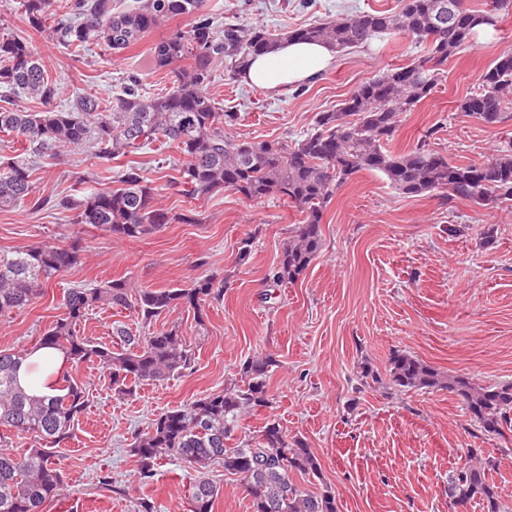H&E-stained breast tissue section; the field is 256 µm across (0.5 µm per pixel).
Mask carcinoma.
<instances>
[{
    "instance_id": "obj_1",
    "label": "carcinoma",
    "mask_w": 512,
    "mask_h": 512,
    "mask_svg": "<svg viewBox=\"0 0 512 512\" xmlns=\"http://www.w3.org/2000/svg\"><path fill=\"white\" fill-rule=\"evenodd\" d=\"M117 0H20L31 26L80 54L97 45L122 52L165 20L183 16L186 27L171 32L149 50V67L171 76L164 92H142L138 65L129 69L121 92L111 98L83 92L64 108L56 106L59 88L50 79L31 41L0 36V133L12 137L19 154L0 167V208L46 199L35 196L30 158L55 163L67 148L94 142L104 162L149 147L168 144L184 157L178 176L159 184L142 168L118 170L117 186L86 189L79 198L55 201L73 211L74 223L87 224L115 238H139L166 224H193L185 213L159 206L163 192L196 198L230 190L256 201L288 198L303 220L288 237L280 260L269 274L273 285L293 283L322 248V220L335 191L362 171L383 173L407 196L436 195L450 202L466 200L488 206L512 200V146L483 163L462 164L431 148L429 131L410 150L389 149L400 116L431 96L439 71L474 38L479 25L498 26L489 10L470 6L458 11L443 35L432 39L448 0H404L396 14L367 11L275 33L234 19L215 29L205 0H140L127 9ZM411 37L428 47L417 61L390 68L360 83L334 112H320L313 132L286 141H251L226 132L236 115L216 106L207 92L215 67L228 62L236 79L250 58L272 52L285 40L321 41L342 53L366 45L376 36ZM480 92L458 104L465 116L485 124L512 117V52L496 57L480 76ZM33 100L43 110L31 112L19 100ZM80 260V249L52 242L20 248L0 256V316L26 309L44 295L45 283ZM224 293V282L201 277L188 288L132 291L121 280L91 288H72L64 298L65 317L56 321L38 346L60 351L77 368L96 362L108 371L112 389L129 396L133 385L161 381L191 368L192 354L179 331L161 328L149 336L116 331L120 347L95 342L78 333L88 311L111 306L134 309L149 325L160 316L186 306L201 311ZM25 353L0 350V512H43L44 503L64 488L56 449L71 439L85 409V388L68 372L54 384L56 394L36 397L18 385L16 372ZM273 357L256 356L241 368L243 384L156 416L147 430L134 435L131 451L138 457V478L149 482L157 462L174 455L195 472L189 512H212L219 494L206 476L211 462L240 475L252 499L253 512H338L331 490L312 494L290 474H315L317 460L299 439H290L280 423L269 420L255 437L228 446L240 420L260 408L272 407L267 377ZM388 388L396 391L446 389L463 402L470 420L486 436L503 435L512 423V382L481 385L465 374L443 375L402 351L388 361ZM31 436L37 447L19 452L11 436ZM488 464L479 460L457 469L448 479V499L458 505L479 500L485 512H509L490 484Z\"/></svg>"
}]
</instances>
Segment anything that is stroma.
Instances as JSON below:
<instances>
[{
	"label": "stroma",
	"mask_w": 512,
	"mask_h": 512,
	"mask_svg": "<svg viewBox=\"0 0 512 512\" xmlns=\"http://www.w3.org/2000/svg\"><path fill=\"white\" fill-rule=\"evenodd\" d=\"M403 0H207L215 26L233 18L271 30L296 28L362 11L398 12ZM166 20L133 51L111 55L93 49L77 56L31 33L15 5H0V35H32L33 44L60 87V101L75 92L109 97L120 91L130 55H145L170 30ZM512 52V14L492 39L473 42L449 58L439 84L414 111L404 113L390 147L411 149L423 135L431 146L460 163H481L512 142V120L483 124L457 112L477 91L484 69ZM425 46L404 36L377 38L337 55L317 80L284 91L264 90L229 79L217 67L208 88L219 108L237 120L232 135L253 141H293L309 133L320 112H333L363 80L404 66ZM97 159L91 144L68 150L53 165L36 162L42 197L79 196L116 175ZM163 207L192 212L191 224H168L141 238L115 239L73 221L72 213L22 204L0 210V255L50 241L78 244L80 261L52 277L34 305L0 317V350L31 349L62 318L72 288L115 279L130 288H185L199 277L224 282V297L203 314L187 307L163 315L160 325L185 336L192 370L136 386L132 396L114 394L107 372L82 365L86 407L74 436L58 455L65 476L60 495L43 512H135L139 502L156 512H188L194 472L163 458L149 483L137 478L130 451L135 433L160 412L182 407L241 378L243 362L272 355L268 373L272 408L240 421L234 439L256 435L278 420L289 436L308 444L319 464L315 476L296 475L303 488L332 489L339 512H483L479 502L455 508L448 476L473 457L491 460L489 481L512 506V429L504 437L483 435L461 401L445 390L390 392L383 384L393 351H405L445 374H465L482 385L512 381V201L478 206L436 196L408 197L385 176L361 172L343 184L324 212L323 246L295 284L269 286L267 274L280 259L288 233L302 213L286 198L257 201L232 191L195 199L163 194ZM496 229L493 244L481 233ZM252 255L238 265L243 241ZM146 336L150 327L124 308L89 311L80 335L111 343L116 329ZM380 383H360L362 368ZM219 486L213 512H253L244 480L212 464ZM110 485H103V478Z\"/></svg>",
	"instance_id": "stroma-1"
}]
</instances>
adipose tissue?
Masks as SVG:
<instances>
[{"mask_svg":"<svg viewBox=\"0 0 512 512\" xmlns=\"http://www.w3.org/2000/svg\"><path fill=\"white\" fill-rule=\"evenodd\" d=\"M334 59L327 44L289 40L280 43L274 52L249 60L242 78L248 84L279 91L316 79ZM64 368L65 360L58 352L33 349L20 365L17 381L26 393L40 396L47 393L48 380L59 378Z\"/></svg>","mask_w":512,"mask_h":512,"instance_id":"ef3b65f1","label":"adipose tissue"}]
</instances>
